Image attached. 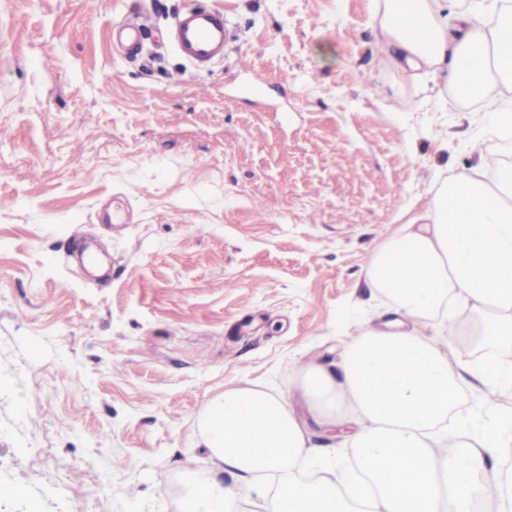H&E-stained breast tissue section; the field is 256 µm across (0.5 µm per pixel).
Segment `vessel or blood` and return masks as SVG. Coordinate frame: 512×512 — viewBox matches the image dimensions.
I'll use <instances>...</instances> for the list:
<instances>
[{
    "mask_svg": "<svg viewBox=\"0 0 512 512\" xmlns=\"http://www.w3.org/2000/svg\"><path fill=\"white\" fill-rule=\"evenodd\" d=\"M146 24L141 12L127 15L122 29L130 55H137ZM228 41L224 17L217 12H191L183 16L176 28V46L179 52L193 62H206L222 51Z\"/></svg>",
    "mask_w": 512,
    "mask_h": 512,
    "instance_id": "1",
    "label": "vessel or blood"
}]
</instances>
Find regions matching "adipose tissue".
<instances>
[{"mask_svg": "<svg viewBox=\"0 0 512 512\" xmlns=\"http://www.w3.org/2000/svg\"><path fill=\"white\" fill-rule=\"evenodd\" d=\"M378 43L417 92H448L498 105L512 93V0H374ZM485 157L434 196L426 222L385 245L367 276L418 322L457 301L476 313L474 332L512 348V167L484 179ZM475 381L484 420L460 409V385ZM298 390L318 423L336 424L351 451L312 448L311 430L290 396L245 382L214 394L197 418L211 466L186 482V512H234L225 475L246 484L258 512H512V476L498 461L512 451V414L497 400L512 392V364L448 357L414 330H368L341 362H309Z\"/></svg>", "mask_w": 512, "mask_h": 512, "instance_id": "adipose-tissue-1", "label": "adipose tissue"}]
</instances>
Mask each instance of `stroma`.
<instances>
[{
  "label": "stroma",
  "mask_w": 512,
  "mask_h": 512,
  "mask_svg": "<svg viewBox=\"0 0 512 512\" xmlns=\"http://www.w3.org/2000/svg\"><path fill=\"white\" fill-rule=\"evenodd\" d=\"M190 8L233 30L202 69L160 45ZM373 10L0 0V512H184L213 392L291 391L394 319L373 255L507 141L416 95ZM146 24L140 11L129 13L123 21L122 29L128 42V51L132 56H136L141 48V37L144 34Z\"/></svg>",
  "instance_id": "1"
}]
</instances>
